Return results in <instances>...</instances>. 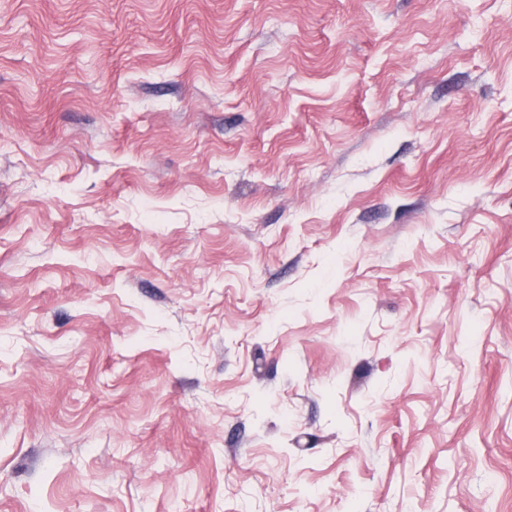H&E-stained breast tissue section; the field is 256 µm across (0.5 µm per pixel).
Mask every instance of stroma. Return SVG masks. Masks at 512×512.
Returning <instances> with one entry per match:
<instances>
[{"instance_id":"35a3bbf8","label":"stroma","mask_w":512,"mask_h":512,"mask_svg":"<svg viewBox=\"0 0 512 512\" xmlns=\"http://www.w3.org/2000/svg\"><path fill=\"white\" fill-rule=\"evenodd\" d=\"M0 512H512V0H0Z\"/></svg>"}]
</instances>
